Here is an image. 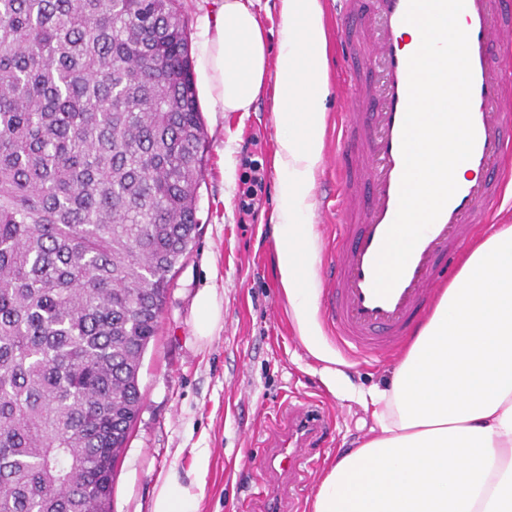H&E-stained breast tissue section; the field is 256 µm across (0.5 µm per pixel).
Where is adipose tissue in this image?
<instances>
[{
  "mask_svg": "<svg viewBox=\"0 0 512 512\" xmlns=\"http://www.w3.org/2000/svg\"><path fill=\"white\" fill-rule=\"evenodd\" d=\"M270 56L253 0H223L198 24V92L210 112L272 96L278 130V269L300 340L335 379L320 339L312 233L329 95L323 0H279ZM371 437L339 452L311 512H512V225L474 240L390 384L359 392ZM152 512H197L168 474Z\"/></svg>",
  "mask_w": 512,
  "mask_h": 512,
  "instance_id": "adipose-tissue-1",
  "label": "adipose tissue"
}]
</instances>
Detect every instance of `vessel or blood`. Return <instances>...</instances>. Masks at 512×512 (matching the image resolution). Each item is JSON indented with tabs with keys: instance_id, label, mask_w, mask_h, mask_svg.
Returning a JSON list of instances; mask_svg holds the SVG:
<instances>
[{
	"instance_id": "obj_1",
	"label": "vessel or blood",
	"mask_w": 512,
	"mask_h": 512,
	"mask_svg": "<svg viewBox=\"0 0 512 512\" xmlns=\"http://www.w3.org/2000/svg\"><path fill=\"white\" fill-rule=\"evenodd\" d=\"M408 0H340L336 19L341 54L353 96L336 147V193L350 201L353 218L340 225L342 249L326 279L324 319L342 348L392 351L409 334L474 225L487 222L503 197L498 163L512 153V0H465L473 84L471 114L475 145L465 165L470 178L423 234L405 271L387 297L374 292L375 262L399 205L404 170L402 132L408 102V60L403 40ZM376 28L357 42L361 10ZM333 427V419L306 407L292 408L288 426L272 441L261 494L263 512H294L290 486L313 466L310 450Z\"/></svg>"
}]
</instances>
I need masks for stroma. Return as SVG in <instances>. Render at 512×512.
<instances>
[{
    "label": "stroma",
    "instance_id": "1",
    "mask_svg": "<svg viewBox=\"0 0 512 512\" xmlns=\"http://www.w3.org/2000/svg\"><path fill=\"white\" fill-rule=\"evenodd\" d=\"M328 35V79L323 161L317 175L312 230L318 260L316 283L326 281V261L340 250L336 200L337 119L350 90L335 57L340 34L336 0H324ZM207 131L204 177L197 188L199 234L176 272L159 319L158 333L144 354L139 374L143 407L118 462L112 512H151L157 480L177 473L198 496V512H261L263 465L274 433L295 405L318 403L334 416L331 434L313 452L316 468L298 494L300 512L310 502L328 462L338 450L365 439L374 426L352 388L384 384L402 353L379 358L336 354L342 376L328 387L319 361L301 344L277 263L273 166L277 129L263 97L252 111L213 119ZM258 164L264 184L250 211L239 206L241 180ZM205 287L223 300V318L211 336L199 338L193 300ZM210 452L206 473L193 467L195 449Z\"/></svg>",
    "mask_w": 512,
    "mask_h": 512
}]
</instances>
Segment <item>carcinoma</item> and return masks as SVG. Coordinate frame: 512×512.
<instances>
[{"label": "carcinoma", "mask_w": 512, "mask_h": 512, "mask_svg": "<svg viewBox=\"0 0 512 512\" xmlns=\"http://www.w3.org/2000/svg\"><path fill=\"white\" fill-rule=\"evenodd\" d=\"M179 0H0V512H111L199 220Z\"/></svg>", "instance_id": "cac0c4a2"}]
</instances>
